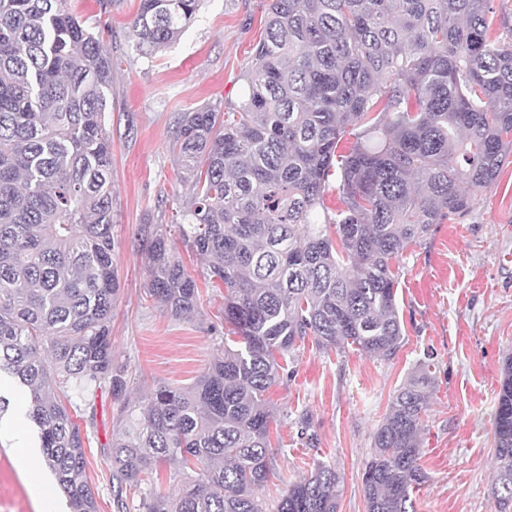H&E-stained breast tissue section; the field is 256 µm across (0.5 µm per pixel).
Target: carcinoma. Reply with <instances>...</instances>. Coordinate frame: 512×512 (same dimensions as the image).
<instances>
[{
    "mask_svg": "<svg viewBox=\"0 0 512 512\" xmlns=\"http://www.w3.org/2000/svg\"><path fill=\"white\" fill-rule=\"evenodd\" d=\"M68 0H0V374L30 397L45 462L71 512H97L72 412L110 397L115 512L157 465L197 467L145 512H263L266 393L311 337L390 359L404 336L399 261L469 213L512 163V21L496 0H269L239 99L179 118L172 151L192 192L184 240L224 286V349L190 385L130 399L109 321L113 265L112 54ZM202 0H140L129 42L151 58ZM354 136L345 154L342 140ZM338 175L341 207L324 199ZM146 295L199 314L196 280L157 225L140 230ZM47 347L50 361L39 351ZM494 416L499 512L512 507V356ZM433 378L412 374L373 433L367 512H415ZM336 469L315 465L276 512H338Z\"/></svg>",
    "mask_w": 512,
    "mask_h": 512,
    "instance_id": "cac0c4a2",
    "label": "carcinoma"
}]
</instances>
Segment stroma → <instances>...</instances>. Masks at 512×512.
Returning <instances> with one entry per match:
<instances>
[{"instance_id":"35a3bbf8","label":"stroma","mask_w":512,"mask_h":512,"mask_svg":"<svg viewBox=\"0 0 512 512\" xmlns=\"http://www.w3.org/2000/svg\"><path fill=\"white\" fill-rule=\"evenodd\" d=\"M268 0H204L195 20L163 52L147 59L129 43L139 0H70L88 23L111 38L113 264L120 290L110 329L114 357L138 382L135 394L157 383L186 386L222 344L223 288L206 283L208 262L175 230L189 189L171 149L181 113L208 104L224 107L241 92L240 76L260 40ZM169 227L168 245L181 256L201 292L193 320L169 315L145 288L149 278L140 228ZM397 290L405 336L390 359L320 352L306 340L293 353L290 375L267 395L277 422L270 430L272 486L260 490L266 512L289 484L316 463L335 467L339 512H366L362 475L372 435L395 391L412 371L428 367L435 391L423 417L427 475L414 495L415 512H495L493 416L501 362L512 355V164L467 215L434 225L400 260ZM0 512H69L46 466L18 464L39 445L25 417L28 396L0 378ZM308 415L301 431L297 419ZM114 424L111 403L99 396L87 425L86 476L98 512H114L112 465L106 443Z\"/></svg>"}]
</instances>
